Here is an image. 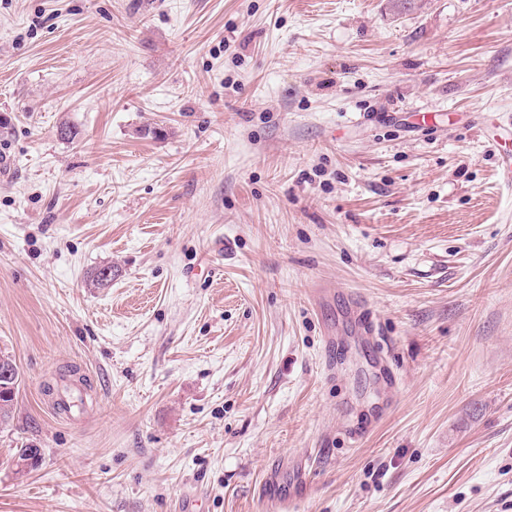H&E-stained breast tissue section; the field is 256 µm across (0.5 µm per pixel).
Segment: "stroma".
<instances>
[{
  "mask_svg": "<svg viewBox=\"0 0 512 512\" xmlns=\"http://www.w3.org/2000/svg\"><path fill=\"white\" fill-rule=\"evenodd\" d=\"M511 124L512 0H0V512H512ZM2 357L6 360H9L12 363H4L0 361V379L2 377L3 380H10L16 378L13 381H0V424L7 423L11 416L12 410L14 406V400L19 390V370L16 365L15 360L11 355L7 353H2L0 351V360ZM15 365V366H14ZM17 370V374L15 375V368Z\"/></svg>",
  "mask_w": 512,
  "mask_h": 512,
  "instance_id": "35a3bbf8",
  "label": "stroma"
}]
</instances>
